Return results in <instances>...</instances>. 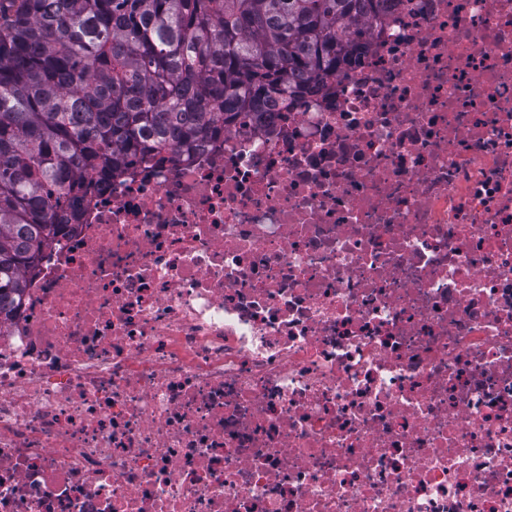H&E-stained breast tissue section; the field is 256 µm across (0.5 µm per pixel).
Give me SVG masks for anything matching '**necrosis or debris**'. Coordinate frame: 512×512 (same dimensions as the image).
Instances as JSON below:
<instances>
[{
    "label": "necrosis or debris",
    "mask_w": 512,
    "mask_h": 512,
    "mask_svg": "<svg viewBox=\"0 0 512 512\" xmlns=\"http://www.w3.org/2000/svg\"><path fill=\"white\" fill-rule=\"evenodd\" d=\"M0 512H512V0L81 204L0 322Z\"/></svg>",
    "instance_id": "necrosis-or-debris-1"
}]
</instances>
